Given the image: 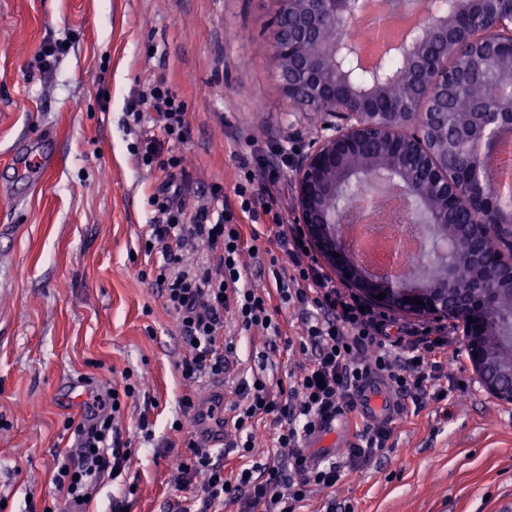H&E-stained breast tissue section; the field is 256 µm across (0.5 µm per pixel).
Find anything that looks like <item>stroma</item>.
Here are the masks:
<instances>
[{"label":"stroma","instance_id":"35a3bbf8","mask_svg":"<svg viewBox=\"0 0 512 512\" xmlns=\"http://www.w3.org/2000/svg\"><path fill=\"white\" fill-rule=\"evenodd\" d=\"M276 0H0V512H42L58 498L59 467L76 459L69 419L86 397L64 385L140 381L118 422L138 450L124 481L103 479L85 512H111L124 483L137 487L128 512H175L196 486L175 483L184 432L200 410L231 405L210 380L186 390L178 366L190 345L164 297L141 270L139 251L154 213L148 197L161 170L136 164L137 151L179 156L184 204L194 211L212 186L238 209L240 164L261 148L309 142L323 117L284 100L270 44ZM49 41L56 56L40 61ZM166 80L187 106L188 134L165 139L154 119L128 125V99ZM50 134L58 165L37 183L11 166L22 137ZM230 369L264 370L291 383L301 354L269 352L242 336ZM469 388L447 406L430 402L395 418L387 448L315 491L304 512L330 502L353 512H512V404L482 387L470 362L448 361ZM192 392L196 411L182 415ZM147 418L151 441L138 423ZM183 432H175L174 421Z\"/></svg>","mask_w":512,"mask_h":512}]
</instances>
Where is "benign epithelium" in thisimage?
<instances>
[{
	"label": "benign epithelium",
	"instance_id": "7a95c632",
	"mask_svg": "<svg viewBox=\"0 0 512 512\" xmlns=\"http://www.w3.org/2000/svg\"><path fill=\"white\" fill-rule=\"evenodd\" d=\"M277 21L271 33L283 98L295 108L319 112L321 127L293 164L296 193V223L303 225L315 252L339 278L358 288L371 301L389 309L436 319L459 318L471 365L485 389L494 397L512 402V316L499 340H486V331L497 326L493 315L494 290L458 298L448 288V277L433 276L422 284L414 277L372 276L363 271L342 233L345 211L327 200L353 185L362 170L361 157L370 141L391 148L387 167L400 171L402 189L414 201L408 217H427L437 229L427 240L430 247L448 254L456 226L448 223V212L465 200L458 180L448 175V156L465 148L473 159L470 181L481 191L472 208L469 228L487 236L506 230L512 236V209H503V195L481 180L483 160L493 134L512 125V96L498 99L495 112H470L460 120L461 136H448V79L438 74L430 47L443 51L456 42L452 38L457 19L484 6L487 0H453L449 12H434L425 26L414 27L399 42L400 66L384 80L366 86L351 82L341 69H327L323 59L340 52L356 51L351 27L361 9L354 0H277ZM339 22L338 34L329 41L322 30ZM484 59L512 52V14L499 18L489 32L471 34ZM419 77V85L406 96L388 98L391 86ZM415 149L416 159L429 173L432 193L418 194L409 174L402 170L405 147ZM492 280L512 285V254L497 268L486 271ZM385 294L382 300L379 294ZM421 300L416 304L414 299Z\"/></svg>",
	"mask_w": 512,
	"mask_h": 512
}]
</instances>
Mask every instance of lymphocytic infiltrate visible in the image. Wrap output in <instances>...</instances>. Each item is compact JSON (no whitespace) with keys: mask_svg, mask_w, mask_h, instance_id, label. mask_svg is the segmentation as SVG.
I'll return each instance as SVG.
<instances>
[{"mask_svg":"<svg viewBox=\"0 0 512 512\" xmlns=\"http://www.w3.org/2000/svg\"><path fill=\"white\" fill-rule=\"evenodd\" d=\"M148 112L157 113L167 139L184 140L186 106L165 81H154L146 93L133 98L126 115L138 125ZM299 149L296 142L278 147L273 164L259 156L242 161L236 213L225 210L224 193L216 185L208 202L187 214L176 182L179 159L160 163L149 152L136 158L139 165L157 166L167 174L162 188L150 197L155 215L147 241L162 256L154 284L174 311L182 335L193 342L181 363L184 381L223 377L224 356L237 349L234 337L224 333L225 317H232L238 331H257L269 341L282 335L273 318L276 307L301 313L298 336L286 342L289 350L305 357L294 384L283 385L260 372L241 376L234 388L236 401L227 414L214 418L218 428L235 431L223 453L201 449L193 438H185L177 484L189 486L200 473L206 479L198 499H185L178 512H196L199 501L207 507L238 502L243 512H298L313 490L335 487L346 468H357L385 449L388 425L353 416L355 398L370 381L387 384L401 412L460 389L447 372L448 352L458 345L447 325L399 322L338 285L314 256L301 225L285 223L274 201L265 198L267 187L278 182ZM263 215L272 219L275 247L260 251L255 223ZM198 248L206 250V261L186 264L185 253ZM252 265L270 266L274 287L247 284ZM137 392L136 383L129 381L120 388L89 389L87 413L66 423L80 451L76 461L57 472L55 481L64 495L50 512H84L102 478L124 477L134 450L123 442L118 420L122 405ZM338 417L353 431L348 463L313 461L307 443ZM263 420L273 425V443L287 449L286 459L252 462V429Z\"/></svg>","mask_w":512,"mask_h":512,"instance_id":"lymphocytic-infiltrate-1","label":"lymphocytic infiltrate"}]
</instances>
